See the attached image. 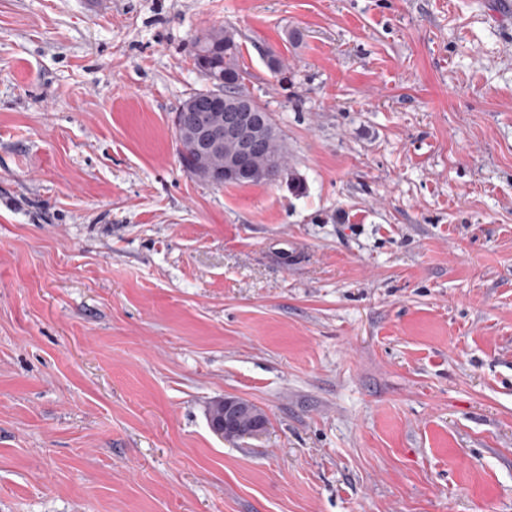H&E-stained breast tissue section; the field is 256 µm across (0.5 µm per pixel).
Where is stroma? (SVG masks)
Returning <instances> with one entry per match:
<instances>
[{"mask_svg":"<svg viewBox=\"0 0 512 512\" xmlns=\"http://www.w3.org/2000/svg\"><path fill=\"white\" fill-rule=\"evenodd\" d=\"M86 2L0 0V512H512L500 0ZM213 27L274 183L178 161ZM239 405L235 398L225 397L224 399H217L212 401L207 410L209 425L221 423V427L216 426L213 428L215 434L224 440L229 438L232 432L233 422L239 413ZM242 401L245 404V409L239 415L238 420L236 422L238 429L245 431V430L251 428L257 420H262L264 423L268 424V419L262 410H260L254 404H252L246 400L242 399ZM266 424L258 425L257 427L253 428L249 432L241 435L240 438L259 437L260 435H262L265 432V430L267 428Z\"/></svg>","mask_w":512,"mask_h":512,"instance_id":"35a3bbf8","label":"stroma"}]
</instances>
